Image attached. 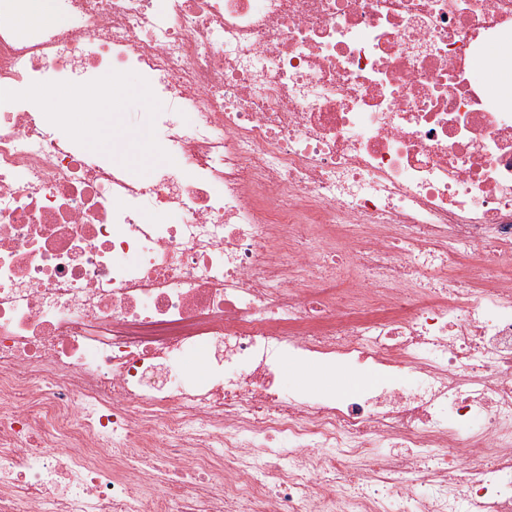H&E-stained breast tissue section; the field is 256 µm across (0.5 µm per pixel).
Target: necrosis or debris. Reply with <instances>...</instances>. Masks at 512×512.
<instances>
[{"label": "necrosis or debris", "mask_w": 512, "mask_h": 512, "mask_svg": "<svg viewBox=\"0 0 512 512\" xmlns=\"http://www.w3.org/2000/svg\"><path fill=\"white\" fill-rule=\"evenodd\" d=\"M28 2L0 0V512H512V108L473 75L512 0ZM131 71L178 162L148 183L128 127L106 160L25 94L117 106ZM290 360L371 377L314 396Z\"/></svg>", "instance_id": "obj_1"}]
</instances>
